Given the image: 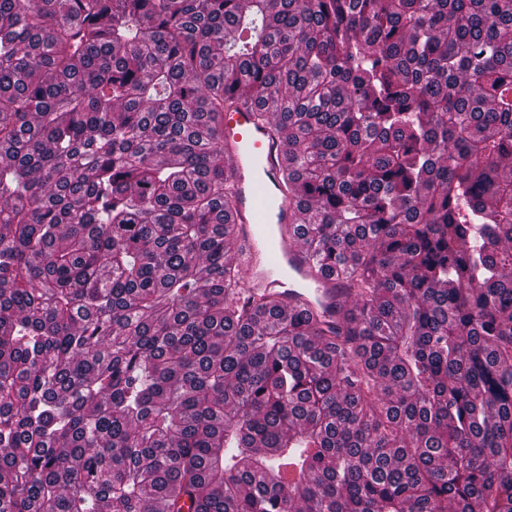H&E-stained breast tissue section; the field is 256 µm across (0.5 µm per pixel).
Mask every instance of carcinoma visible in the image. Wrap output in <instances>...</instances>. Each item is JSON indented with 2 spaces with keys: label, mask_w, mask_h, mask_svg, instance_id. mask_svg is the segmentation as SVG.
Masks as SVG:
<instances>
[{
  "label": "carcinoma",
  "mask_w": 512,
  "mask_h": 512,
  "mask_svg": "<svg viewBox=\"0 0 512 512\" xmlns=\"http://www.w3.org/2000/svg\"><path fill=\"white\" fill-rule=\"evenodd\" d=\"M237 94L340 328L240 303ZM150 501L512 512V0H0V512Z\"/></svg>",
  "instance_id": "cac0c4a2"
}]
</instances>
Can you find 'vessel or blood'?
Segmentation results:
<instances>
[{"mask_svg":"<svg viewBox=\"0 0 512 512\" xmlns=\"http://www.w3.org/2000/svg\"><path fill=\"white\" fill-rule=\"evenodd\" d=\"M255 105L236 97L224 108L220 127L232 185L229 220L236 226L233 255L248 299L272 293L304 302L313 319L338 325L347 301L338 281L320 275L300 247L294 228L299 214L280 172L288 147L274 122H257Z\"/></svg>","mask_w":512,"mask_h":512,"instance_id":"b4317fda","label":"vessel or blood"}]
</instances>
